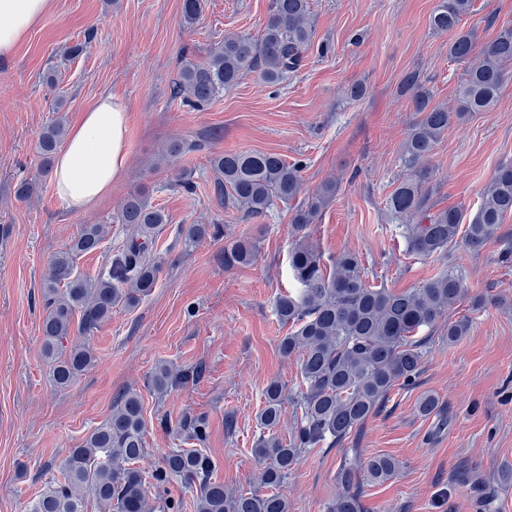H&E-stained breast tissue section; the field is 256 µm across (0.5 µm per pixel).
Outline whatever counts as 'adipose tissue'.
<instances>
[{
    "instance_id": "1",
    "label": "adipose tissue",
    "mask_w": 512,
    "mask_h": 512,
    "mask_svg": "<svg viewBox=\"0 0 512 512\" xmlns=\"http://www.w3.org/2000/svg\"><path fill=\"white\" fill-rule=\"evenodd\" d=\"M51 0H0V59L11 58ZM128 112L115 96L99 97L56 155L52 179L61 201L90 208L112 191L128 160Z\"/></svg>"
}]
</instances>
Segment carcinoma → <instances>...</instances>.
Instances as JSON below:
<instances>
[{
  "label": "carcinoma",
  "mask_w": 512,
  "mask_h": 512,
  "mask_svg": "<svg viewBox=\"0 0 512 512\" xmlns=\"http://www.w3.org/2000/svg\"><path fill=\"white\" fill-rule=\"evenodd\" d=\"M472 6L473 0H438L430 16L431 29L448 36L449 58L464 65L456 108L432 103L430 89L415 70L400 82V95L409 100L418 119L403 144L387 211L401 229L408 251L424 258L444 256L460 239L477 253L512 214L511 162L496 168L469 223H463L459 209H437L430 203L431 172L425 162L452 121L461 122L496 105L507 69L512 68V27L477 47L472 32L462 25ZM202 8V0H183L185 22L194 23ZM313 33L310 0H270L258 38L229 35L210 52L206 63L183 60L172 98L202 108L248 73L276 84L300 68ZM66 132L61 117L40 132L38 150L44 171L50 170ZM211 163L220 176L215 184L217 197L224 207L246 218L267 216L278 203L294 201L301 190L300 165L273 153L227 151L214 156ZM335 191L336 183L328 181L293 207L291 227L298 239L291 250L290 268L298 292L280 295L275 311L282 323L290 325L279 350L285 357H298L300 383L291 392L274 378L262 390L264 406L257 415L262 433L252 452L260 464L258 481L267 492H242L212 479L213 462L201 448L206 426L199 420L189 424L188 438L200 447L173 448L151 469L140 467L145 458L143 399L136 390L127 389L118 396L112 415L58 460L57 475L45 482L28 512H86L88 495L105 512H181L182 502L168 490L174 480L196 492L198 512H290L288 497L279 487L302 450L350 438L377 414L396 385L415 379L424 358V340L417 338L420 329L446 321L442 339L448 343L468 335V318H449L451 309L469 294L465 276L457 269L396 292L370 284L353 252L340 254L331 267H325L305 230ZM119 221L132 227V237L113 252L109 266L98 276H83L76 265L79 257L101 248L106 238L103 224L82 225L49 261L41 289V331L49 377L58 388L70 386L93 362L88 347H68L67 338L76 332L91 335L111 319L114 308L136 307L156 286L159 266L152 251L167 223L164 210L150 202L146 188L139 187L126 197ZM222 236L218 224H192L186 242ZM255 253V243L241 239L224 249V266L246 265ZM199 373L194 368L177 378L162 364L152 375L151 388L162 396L177 379L185 381ZM286 404L293 408L295 423L284 439L276 428ZM399 470V462L384 454L354 467L342 466L337 476L340 491L328 512H362V486L387 482ZM149 486L154 490L152 497L147 493Z\"/></svg>",
  "instance_id": "1"
}]
</instances>
